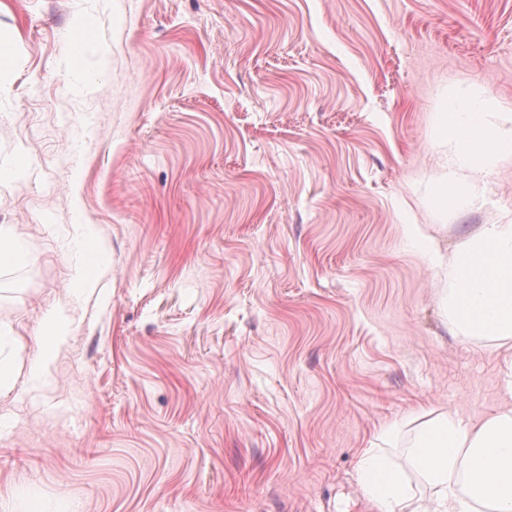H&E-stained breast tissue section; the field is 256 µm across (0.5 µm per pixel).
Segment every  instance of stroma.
Wrapping results in <instances>:
<instances>
[{
    "instance_id": "35a3bbf8",
    "label": "stroma",
    "mask_w": 512,
    "mask_h": 512,
    "mask_svg": "<svg viewBox=\"0 0 512 512\" xmlns=\"http://www.w3.org/2000/svg\"><path fill=\"white\" fill-rule=\"evenodd\" d=\"M105 69L74 66V16ZM0 512H379L427 414L499 404L512 343L453 336L426 240L512 211L434 204L459 85L512 102V0H0ZM109 261L72 305L82 225ZM72 333L27 372L43 318ZM30 261V256L20 244L17 235L10 228L0 227V264L21 265Z\"/></svg>"
}]
</instances>
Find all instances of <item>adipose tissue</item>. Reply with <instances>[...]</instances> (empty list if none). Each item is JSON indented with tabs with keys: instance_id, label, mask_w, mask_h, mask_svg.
Segmentation results:
<instances>
[{
	"instance_id": "obj_1",
	"label": "adipose tissue",
	"mask_w": 512,
	"mask_h": 512,
	"mask_svg": "<svg viewBox=\"0 0 512 512\" xmlns=\"http://www.w3.org/2000/svg\"><path fill=\"white\" fill-rule=\"evenodd\" d=\"M512 106L484 102L468 86L456 87L437 126L450 141L445 164L451 173L436 197L441 210L464 209L481 199L498 165L512 159ZM448 304V324L455 336L512 340V214L483 225L448 257L440 260ZM69 334L62 312L42 321L39 354L31 377L41 378ZM409 466L431 487L427 503L414 499L405 473L383 450L358 461L365 494L379 512H512V380L503 385L502 405L472 422L443 412L418 425L410 437Z\"/></svg>"
}]
</instances>
